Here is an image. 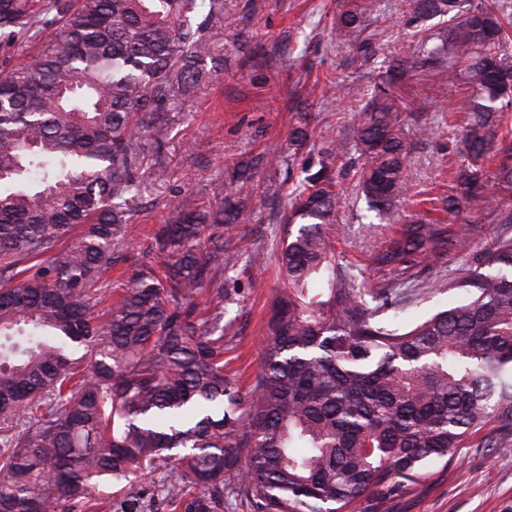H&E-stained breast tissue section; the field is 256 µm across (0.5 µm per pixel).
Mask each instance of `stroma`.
Listing matches in <instances>:
<instances>
[{"mask_svg": "<svg viewBox=\"0 0 512 512\" xmlns=\"http://www.w3.org/2000/svg\"><path fill=\"white\" fill-rule=\"evenodd\" d=\"M375 3L378 18L367 28L372 51L363 57L355 43L339 45L331 36L342 0H224V17L216 25L218 60L206 62L190 94L173 104L166 138L155 140L148 130L142 134L143 183L127 221L128 247L102 277L101 287L115 296L128 288L137 266L152 257L155 228L168 221L175 205L187 195L202 206L214 203L215 188L234 164L269 148L287 150L303 113L320 116L313 143L344 132L389 63L414 52L429 27L417 19L412 0ZM343 84L358 87L360 96L342 100L324 92ZM397 92L414 114L438 127L435 138L409 153V198L396 214L401 220L419 200L447 196L448 171L463 163L465 153L463 122L448 118L454 98L447 85L416 72ZM304 176L300 157L277 168L258 166L237 225L249 247L275 251L283 235L279 217ZM338 180L343 201L331 229L336 256L353 262L367 280L411 289L401 316L405 325L462 301L460 292L447 290L448 280L461 268L476 267L478 256L500 237H512L508 199L493 211H463L460 223L473 229L467 250H448L406 273L381 268L373 258L386 248L394 227L371 223L352 171L339 169ZM278 289L272 263L258 272L239 266L224 274V361L242 386L254 384L260 372ZM354 512H512V448L458 449L451 461L429 463L419 484L400 488L382 502L361 501Z\"/></svg>", "mask_w": 512, "mask_h": 512, "instance_id": "obj_1", "label": "stroma"}]
</instances>
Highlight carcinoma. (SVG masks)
<instances>
[{
	"mask_svg": "<svg viewBox=\"0 0 512 512\" xmlns=\"http://www.w3.org/2000/svg\"><path fill=\"white\" fill-rule=\"evenodd\" d=\"M0 0V36L36 42L35 58L0 73V512L101 510L99 482L120 486L161 462L169 512H220L224 473L252 512H344L417 482L484 427L512 447V237L498 240L448 290L459 305L395 325L399 289L358 281L328 230L336 162L358 166L379 224L408 194L407 154L435 133L397 95L424 68L448 82L464 116L467 163L448 195L490 207L512 196L509 0H416L446 24L390 65L344 134L305 160L275 260L261 372L248 389L224 370V272L243 249L235 228L253 163L240 162L218 205L190 196L155 229V260L117 299L98 288L125 246L141 181V134H167L218 51L224 0ZM372 0H350L338 43L364 32ZM308 121L289 148L310 142ZM43 170L28 182L29 170ZM469 247L466 229L415 214L374 263L409 271ZM86 347L85 363L68 354ZM200 488L198 496L191 490Z\"/></svg>",
	"mask_w": 512,
	"mask_h": 512,
	"instance_id": "obj_1",
	"label": "carcinoma"
}]
</instances>
